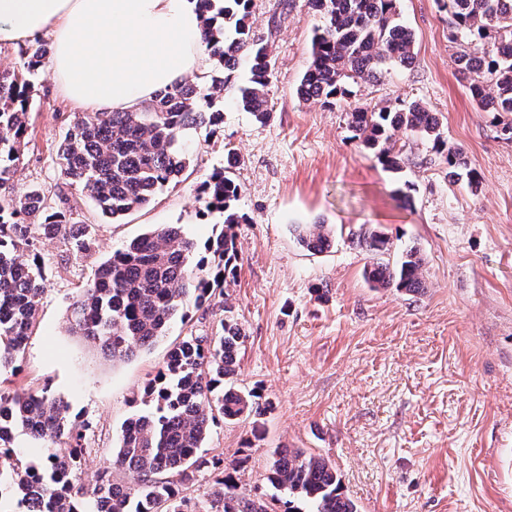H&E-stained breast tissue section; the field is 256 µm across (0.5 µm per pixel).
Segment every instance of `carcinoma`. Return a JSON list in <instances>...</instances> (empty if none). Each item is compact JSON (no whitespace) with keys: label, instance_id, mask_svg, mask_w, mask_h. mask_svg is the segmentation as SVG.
<instances>
[{"label":"carcinoma","instance_id":"cac0c4a2","mask_svg":"<svg viewBox=\"0 0 512 512\" xmlns=\"http://www.w3.org/2000/svg\"><path fill=\"white\" fill-rule=\"evenodd\" d=\"M448 13L450 42L460 79L484 112L512 114V0H442ZM208 14L202 38L220 67L232 71L248 65L250 78L238 88L244 110L258 121L271 112L268 88L273 71L268 46L250 36L252 0H200ZM325 19L312 42L311 61L297 88L304 101L328 107L350 98V86L376 82L386 64L408 66L414 60L413 30L399 19L396 0H308ZM483 43L482 55L469 51ZM23 68L33 74L49 58L38 42L24 52ZM198 82L177 80L160 90L141 112H87L67 131L59 148L61 172L80 185L101 213L114 220L147 205L152 196L179 181L192 153L181 138L191 125L222 122L223 113L201 106ZM31 83L16 72L0 71V369L15 362L33 326L42 293L43 269L37 257L20 253L40 238L60 237L73 251L86 250L90 239L66 212H48L37 187L15 191L12 180L18 145L27 129ZM352 138L370 150L385 168L398 173L404 164L394 132L404 130L432 144L448 164V176L479 178L468 168L464 150L448 144L438 116L422 104L401 102L378 111L349 105ZM206 206L224 213L221 231L200 245L179 224L160 226L116 251L97 270L94 282L73 305L71 328L112 358H129L167 336L171 324L186 322L184 306L209 307L217 290L237 275L239 250L233 227L245 221L235 207L240 185L222 171L201 186ZM299 243L324 252L333 243L325 224L296 227ZM353 244L370 256L366 277L374 288L423 289L420 252L407 250L396 265L379 256L390 239L371 227L351 233ZM245 335L239 322L225 316L214 336L190 333L175 342L165 365L149 382L142 404L122 426L113 464L135 474L133 484L109 497L112 480L103 471L92 485H75L91 424L71 419L70 404L46 384L36 391L0 394V512L15 499L20 512H188L181 483L189 469L211 468L220 474L212 491V512H274L258 498L238 492L224 459L206 458L200 448L215 424L256 417L252 434L259 439L262 396L235 383L238 355ZM21 429L47 442L39 449L42 464H24L8 445ZM65 438L68 447L52 444ZM267 480L288 491L283 512H299L297 500L312 512H359L345 492L336 468L300 448H278Z\"/></svg>","mask_w":512,"mask_h":512}]
</instances>
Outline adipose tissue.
Masks as SVG:
<instances>
[{"label": "adipose tissue", "instance_id": "ef3b65f1", "mask_svg": "<svg viewBox=\"0 0 512 512\" xmlns=\"http://www.w3.org/2000/svg\"><path fill=\"white\" fill-rule=\"evenodd\" d=\"M199 0H0V45L44 31L52 73L80 108L137 112L205 67Z\"/></svg>", "mask_w": 512, "mask_h": 512}]
</instances>
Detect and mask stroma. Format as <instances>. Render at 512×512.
I'll return each mask as SVG.
<instances>
[{
	"label": "stroma",
	"mask_w": 512,
	"mask_h": 512,
	"mask_svg": "<svg viewBox=\"0 0 512 512\" xmlns=\"http://www.w3.org/2000/svg\"><path fill=\"white\" fill-rule=\"evenodd\" d=\"M278 3L252 0L249 18L252 37L269 47V118L257 121L237 103L246 66L229 75L208 65L203 86L224 83L210 100L223 123L185 130L193 160L180 182L116 222L82 187L65 184L59 144L82 110L50 66L33 75L14 186L40 187L53 208L66 193L91 245L76 253L61 239L36 242L44 293L24 351L0 371V389L50 384L91 424L80 483L102 468L113 482L132 483L111 464L122 424L140 410L173 341L214 334L229 310L245 333L237 384L273 403L262 441L242 419L213 427L201 450L241 462V492L276 502L281 493L267 480L272 453L303 448L335 466L360 512H512V139L502 135L499 113L479 109L459 81L437 0H397L415 34L414 61L355 85L356 98L378 109L422 102L449 143L463 148L480 191L450 182L443 158L417 137L400 136L404 167L387 171L352 140L344 108L298 98L322 20L307 0H293L281 16ZM230 152L241 186L236 206L246 217L234 227L236 283L128 359L106 357L70 333L73 303L113 252L163 224L182 225L200 243L222 226L223 214L207 209L199 188ZM318 222L330 225L335 243L315 254L294 228ZM363 224L389 237L391 262L420 249L421 292L371 287L369 257L350 241Z\"/></svg>",
	"instance_id": "stroma-1"
}]
</instances>
